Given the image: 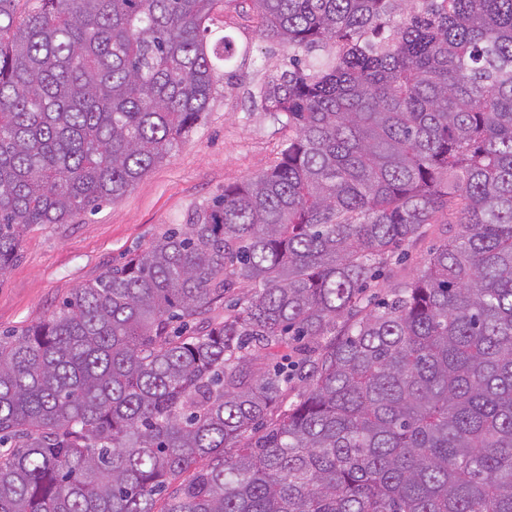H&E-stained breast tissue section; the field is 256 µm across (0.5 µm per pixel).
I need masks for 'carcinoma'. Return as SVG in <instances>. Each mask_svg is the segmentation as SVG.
<instances>
[{"instance_id": "carcinoma-1", "label": "carcinoma", "mask_w": 512, "mask_h": 512, "mask_svg": "<svg viewBox=\"0 0 512 512\" xmlns=\"http://www.w3.org/2000/svg\"><path fill=\"white\" fill-rule=\"evenodd\" d=\"M254 2L280 160L0 335V512H512V0ZM18 3L0 277L165 160L235 52L224 0ZM447 236L448 224H428L427 233L409 248L408 258L393 267V271L385 280L383 291H390V288H393L397 282L415 272L429 251L439 245Z\"/></svg>"}]
</instances>
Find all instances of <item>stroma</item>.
<instances>
[{
	"instance_id": "stroma-1",
	"label": "stroma",
	"mask_w": 512,
	"mask_h": 512,
	"mask_svg": "<svg viewBox=\"0 0 512 512\" xmlns=\"http://www.w3.org/2000/svg\"><path fill=\"white\" fill-rule=\"evenodd\" d=\"M215 30L230 37L236 53L224 64L208 112L169 158L118 201L97 214L24 234L19 259L0 278V332L47 319L80 283L144 250L183 223L191 207L278 163L289 135L286 119L264 111L254 93L268 76L287 70L288 52L260 36L253 0H226ZM447 235V225H428L385 288L415 272Z\"/></svg>"
}]
</instances>
